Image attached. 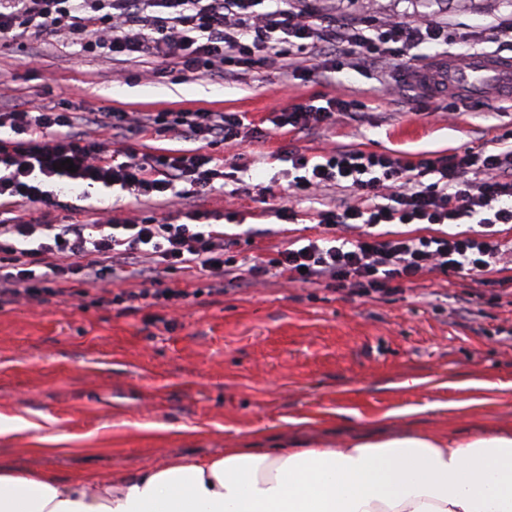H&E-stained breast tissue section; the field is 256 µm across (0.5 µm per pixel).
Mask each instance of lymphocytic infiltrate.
Returning a JSON list of instances; mask_svg holds the SVG:
<instances>
[{"mask_svg": "<svg viewBox=\"0 0 512 512\" xmlns=\"http://www.w3.org/2000/svg\"><path fill=\"white\" fill-rule=\"evenodd\" d=\"M60 41L103 58L172 63L177 78H235L239 65L277 64L307 73L326 70L327 53L353 49L371 57L380 73L407 69L426 74L417 49L443 46L448 25L415 16L382 24L364 18L335 19L311 0H0V41ZM365 102L336 96L326 105L299 104L280 110L279 129L311 131L358 114ZM243 116L221 112H124L105 109L77 118L66 102L31 110L0 111V306L51 295L76 298L78 282L137 280L136 292L111 302L143 300L151 305L188 299L189 291L163 287L166 276L223 279L236 261L227 254L224 227L205 223L195 199L224 190L226 141L235 139ZM178 130L189 149L142 151L147 134ZM72 160L67 171L62 161ZM290 184L296 195L319 196L336 185L355 191L360 205L338 203L318 214L325 237L287 247L252 264L251 277L271 270L290 280L315 284L353 297L402 294L424 274L467 276L477 288L470 300L485 299L505 251L495 227L512 224V142L495 150L470 146L411 161L391 153L337 147L323 161L291 151ZM66 178L90 199L98 187H120L136 203L187 206V223L170 224L147 215L112 223L82 220V204L69 208L65 223L37 224L22 215L33 208L50 216L60 205L55 180ZM387 203H379L380 194ZM476 229L420 237L400 232L403 224H456ZM354 229L337 241V228Z\"/></svg>", "mask_w": 512, "mask_h": 512, "instance_id": "f902f5d3", "label": "lymphocytic infiltrate"}]
</instances>
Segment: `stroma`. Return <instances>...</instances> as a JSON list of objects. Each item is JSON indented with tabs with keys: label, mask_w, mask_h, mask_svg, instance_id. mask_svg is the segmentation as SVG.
<instances>
[{
	"label": "stroma",
	"mask_w": 512,
	"mask_h": 512,
	"mask_svg": "<svg viewBox=\"0 0 512 512\" xmlns=\"http://www.w3.org/2000/svg\"><path fill=\"white\" fill-rule=\"evenodd\" d=\"M505 8L477 0L439 11L448 52L463 53L459 32L476 30ZM41 57L39 68L25 64ZM336 80L277 67H248L237 79H137L139 63L93 58L57 44L0 46V99L19 107L69 99L75 112H242L262 137L227 141V186L234 200L206 197L236 237V258H267L317 237V213L359 198L337 187L277 215L291 149L309 156L337 145L435 157L461 146H489L512 134V108L493 96L441 92L426 97L392 74L378 88L369 71L336 57ZM124 86L125 98L112 89ZM365 101L362 117H337L312 134L273 130L274 110L325 105L334 94ZM455 101L456 117L445 106ZM499 299L469 305V282L431 272L390 297L342 292L269 275L209 294L208 279L168 280L202 288L197 298L132 308L100 303L101 286L83 284V301L20 300L0 311V415L26 427L0 433V470L50 472L112 484L138 470L228 448H285L294 441L336 448L356 435L475 430L512 423V262L497 272ZM44 436L62 451L40 452Z\"/></svg>",
	"instance_id": "stroma-1"
}]
</instances>
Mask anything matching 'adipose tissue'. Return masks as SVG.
<instances>
[{
	"label": "adipose tissue",
	"mask_w": 512,
	"mask_h": 512,
	"mask_svg": "<svg viewBox=\"0 0 512 512\" xmlns=\"http://www.w3.org/2000/svg\"><path fill=\"white\" fill-rule=\"evenodd\" d=\"M0 512H512V429L228 448L113 486L6 470Z\"/></svg>",
	"instance_id": "1"
}]
</instances>
